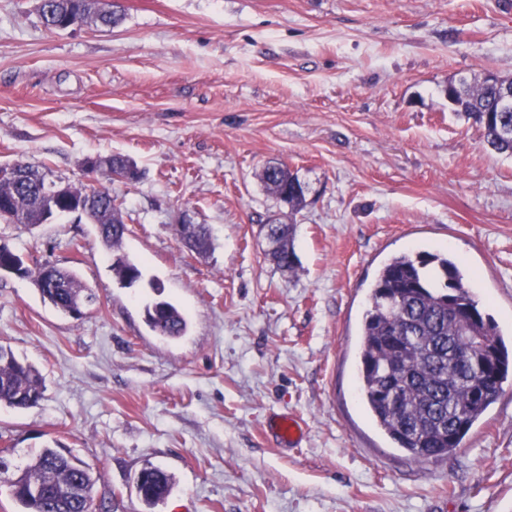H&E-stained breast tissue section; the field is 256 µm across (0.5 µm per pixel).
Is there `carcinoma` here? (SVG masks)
Wrapping results in <instances>:
<instances>
[{
    "label": "carcinoma",
    "mask_w": 512,
    "mask_h": 512,
    "mask_svg": "<svg viewBox=\"0 0 512 512\" xmlns=\"http://www.w3.org/2000/svg\"><path fill=\"white\" fill-rule=\"evenodd\" d=\"M50 15H40L50 30L63 28L65 20L80 17L84 24L116 25L117 12L103 13L94 0H50ZM458 112L473 120L483 142L495 152L512 157V136L497 135L481 117L494 112L501 125L512 129V104L501 103L495 88L482 80L459 79ZM26 179H0V222L43 223L44 175L39 167L21 162ZM258 178L265 190L298 212L305 201V186L284 165H266ZM83 203L82 215L99 225L109 247L120 245L127 227L116 197L107 189H74ZM294 225L279 224L273 230L275 248L270 256L283 269H292L296 254L292 244ZM209 229L196 225L191 250L207 251ZM112 269L127 286L142 277L139 266L123 257ZM42 296L60 311L76 298L92 305L96 295L71 272L54 268ZM146 319L159 336H182L185 315L168 301L146 308ZM479 339L483 359L491 371L486 380L472 364L459 365L449 354L463 352ZM512 377V347L508 346L494 317L479 306L464 282L459 261L446 251L401 252L379 269L369 295L360 328L357 388L374 426L397 448L419 460L444 456L458 448L474 424L493 405ZM42 397L39 372L0 346V405L26 408ZM146 480L140 499L149 506L171 492L173 478L160 467L143 469ZM95 483L89 467L77 456L45 447L20 477L9 484L20 512H96L75 488Z\"/></svg>",
    "instance_id": "carcinoma-1"
}]
</instances>
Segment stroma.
I'll return each mask as SVG.
<instances>
[{
	"label": "stroma",
	"instance_id": "1",
	"mask_svg": "<svg viewBox=\"0 0 512 512\" xmlns=\"http://www.w3.org/2000/svg\"><path fill=\"white\" fill-rule=\"evenodd\" d=\"M37 0H0V166L23 160L89 187L91 157L127 231L108 249L86 218L1 224L29 269L73 271L97 296L79 320L32 276L0 277V346L35 366L39 402L0 407V449L26 467L72 452L112 512H512V382L456 452L419 461L356 391L369 289L394 254L445 249L512 339V158L448 106L449 80L512 78V0H114L122 21L49 31ZM308 185L298 263L276 267L258 179ZM208 225L203 257L178 239ZM124 256L142 270L123 286ZM186 316L158 336L146 308ZM292 414L296 448L264 422ZM166 469L148 508L135 479ZM146 319L159 336H182L187 329L185 315L168 301L160 300L146 308ZM141 472L145 474L146 480L142 486L140 499L149 506L163 501L171 492L173 478L167 471L160 467L150 466Z\"/></svg>",
	"mask_w": 512,
	"mask_h": 512
}]
</instances>
